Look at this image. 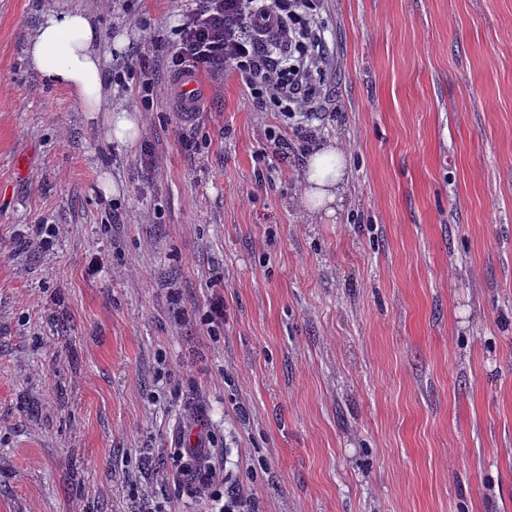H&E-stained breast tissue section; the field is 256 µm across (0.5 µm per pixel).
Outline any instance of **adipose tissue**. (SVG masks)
Instances as JSON below:
<instances>
[{
  "mask_svg": "<svg viewBox=\"0 0 512 512\" xmlns=\"http://www.w3.org/2000/svg\"><path fill=\"white\" fill-rule=\"evenodd\" d=\"M100 35L80 10L45 14L27 48L32 66L52 83L72 92L84 111L104 112L110 141L135 146L140 138L138 112L104 110V79ZM303 206L308 215L331 216L342 209L350 181L344 152L328 143L312 150L302 169Z\"/></svg>",
  "mask_w": 512,
  "mask_h": 512,
  "instance_id": "ef3b65f1",
  "label": "adipose tissue"
}]
</instances>
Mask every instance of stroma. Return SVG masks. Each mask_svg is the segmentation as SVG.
Instances as JSON below:
<instances>
[{"label": "stroma", "mask_w": 512, "mask_h": 512, "mask_svg": "<svg viewBox=\"0 0 512 512\" xmlns=\"http://www.w3.org/2000/svg\"><path fill=\"white\" fill-rule=\"evenodd\" d=\"M183 7L0 0V512H131L132 484L200 512L154 478L189 426L260 512H512V0H325L316 140L351 183L312 224L234 76L178 111ZM60 9L105 70L154 59L152 108L130 76L106 96L154 170L28 66Z\"/></svg>", "instance_id": "stroma-1"}]
</instances>
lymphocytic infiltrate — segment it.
I'll return each instance as SVG.
<instances>
[{
    "instance_id": "f902f5d3",
    "label": "lymphocytic infiltrate",
    "mask_w": 512,
    "mask_h": 512,
    "mask_svg": "<svg viewBox=\"0 0 512 512\" xmlns=\"http://www.w3.org/2000/svg\"><path fill=\"white\" fill-rule=\"evenodd\" d=\"M321 0H192L175 27L166 66L172 76L203 67L234 73L254 109L276 113L277 131L258 161L302 160L314 142L336 58L326 39ZM215 449H179V484L210 512H256L251 495L228 484Z\"/></svg>"
}]
</instances>
